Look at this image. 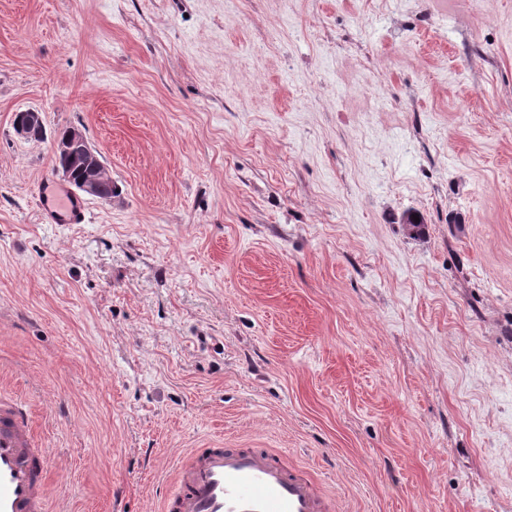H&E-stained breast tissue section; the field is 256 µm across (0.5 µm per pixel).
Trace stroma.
I'll return each instance as SVG.
<instances>
[{"mask_svg":"<svg viewBox=\"0 0 512 512\" xmlns=\"http://www.w3.org/2000/svg\"><path fill=\"white\" fill-rule=\"evenodd\" d=\"M70 126L119 191L48 224ZM0 391L47 512H159L216 445L512 512V0H0ZM21 112H24L25 119L15 123L13 126L16 135L22 139L39 137L44 130L42 112L35 110ZM40 209L53 224H81L85 220L86 205L76 195L57 187L51 179L39 185Z\"/></svg>","mask_w":512,"mask_h":512,"instance_id":"stroma-1","label":"stroma"}]
</instances>
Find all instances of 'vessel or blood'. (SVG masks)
<instances>
[{"instance_id":"vessel-or-blood-1","label":"vessel or blood","mask_w":512,"mask_h":512,"mask_svg":"<svg viewBox=\"0 0 512 512\" xmlns=\"http://www.w3.org/2000/svg\"><path fill=\"white\" fill-rule=\"evenodd\" d=\"M40 209L53 224H80L86 205L52 180L39 186ZM48 458L26 413L0 395V512H45ZM314 476L285 467L264 448H199L178 470L162 512H332Z\"/></svg>"}]
</instances>
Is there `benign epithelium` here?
Instances as JSON below:
<instances>
[{"instance_id": "benign-epithelium-1", "label": "benign epithelium", "mask_w": 512, "mask_h": 512, "mask_svg": "<svg viewBox=\"0 0 512 512\" xmlns=\"http://www.w3.org/2000/svg\"><path fill=\"white\" fill-rule=\"evenodd\" d=\"M13 129L22 139L40 136L44 130L42 113L25 111V119L15 123ZM53 150L64 153L66 157L65 165L57 168L64 180L90 197L101 196L111 177L99 152L90 144L82 129L70 128L64 140L54 141Z\"/></svg>"}]
</instances>
